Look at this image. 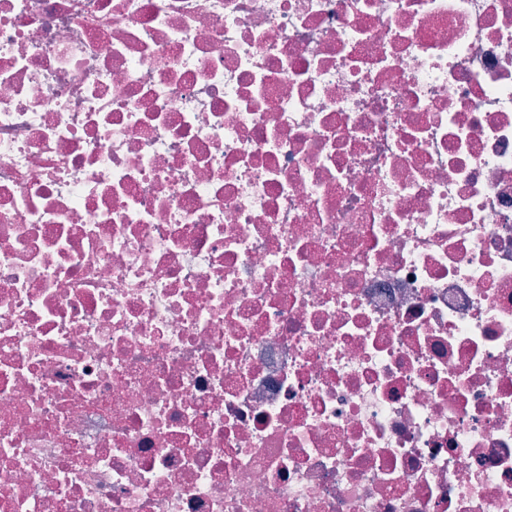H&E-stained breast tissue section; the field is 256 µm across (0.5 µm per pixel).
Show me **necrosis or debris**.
Returning <instances> with one entry per match:
<instances>
[{"mask_svg": "<svg viewBox=\"0 0 512 512\" xmlns=\"http://www.w3.org/2000/svg\"><path fill=\"white\" fill-rule=\"evenodd\" d=\"M0 512H512V0H0Z\"/></svg>", "mask_w": 512, "mask_h": 512, "instance_id": "4bbe7bcc", "label": "necrosis or debris"}]
</instances>
